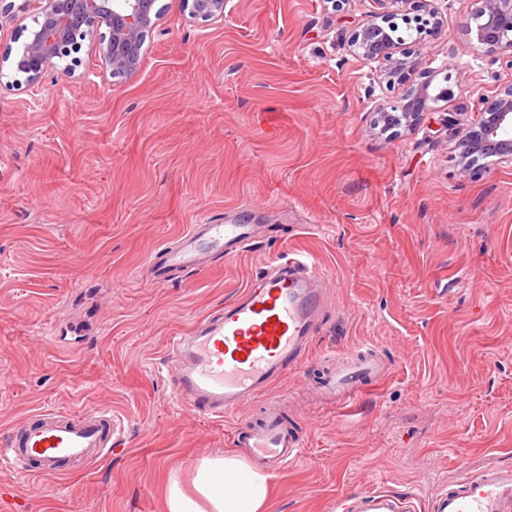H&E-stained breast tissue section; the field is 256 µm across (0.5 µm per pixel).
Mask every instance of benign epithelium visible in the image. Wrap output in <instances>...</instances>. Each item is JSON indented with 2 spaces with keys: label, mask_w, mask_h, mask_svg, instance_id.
Segmentation results:
<instances>
[{
  "label": "benign epithelium",
  "mask_w": 512,
  "mask_h": 512,
  "mask_svg": "<svg viewBox=\"0 0 512 512\" xmlns=\"http://www.w3.org/2000/svg\"><path fill=\"white\" fill-rule=\"evenodd\" d=\"M158 0H0V24L18 12H31V27L23 28L25 39L18 50L7 48L0 55V84L35 86L44 73L63 65L70 74L79 66L83 43L94 46L103 70L124 79L141 65L145 42L163 17ZM386 10L353 25L345 39L351 56L379 64L381 75L414 72L416 59L428 35L441 30L434 0H378ZM475 8L465 24V34L492 58H502L512 67V0H473ZM191 17L204 21L224 17V0H185ZM411 5L427 15L415 26L416 37L406 39L396 22L399 7ZM10 63V72L3 64ZM431 82L418 85L395 103L376 105L386 128H412L429 111V101L445 99L451 89L431 95ZM455 140L460 173L477 172L474 162L493 158L512 162V84L481 101L473 112H459L446 119Z\"/></svg>",
  "instance_id": "benign-epithelium-1"
}]
</instances>
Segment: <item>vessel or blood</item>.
I'll use <instances>...</instances> for the list:
<instances>
[{
    "label": "vessel or blood",
    "instance_id": "1",
    "mask_svg": "<svg viewBox=\"0 0 512 512\" xmlns=\"http://www.w3.org/2000/svg\"><path fill=\"white\" fill-rule=\"evenodd\" d=\"M256 225L241 219L191 225L175 244L150 261L154 280L202 269L208 255L247 248ZM326 289L315 262L303 253L267 266L222 310L175 337L167 353L172 391L191 412L220 418L267 393L302 361L325 317ZM386 367L376 355L356 352L324 373L319 406L332 409L355 398ZM235 447L253 462L281 471L300 452V440L283 417L280 401L268 403L260 425L237 428ZM121 444L114 418L102 410L43 411L0 438V461L19 464L27 477L61 479L86 473ZM336 512H416L412 500L357 489L339 499ZM432 512H512V466H495L462 478L434 499Z\"/></svg>",
    "mask_w": 512,
    "mask_h": 512
}]
</instances>
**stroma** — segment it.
Wrapping results in <instances>:
<instances>
[{"label":"stroma","instance_id":"35a3bbf8","mask_svg":"<svg viewBox=\"0 0 512 512\" xmlns=\"http://www.w3.org/2000/svg\"><path fill=\"white\" fill-rule=\"evenodd\" d=\"M159 3L126 79L86 45L77 76L0 85V431L47 408L108 410L124 429L86 476L0 465V512H165L170 471L247 457L233 432L271 398L301 451L273 475L267 512H333L357 488L431 512L465 473L512 465V164L462 176L442 126L512 83L464 33L472 0H434L441 32L391 86L340 38L376 0H224L206 22ZM426 79L453 96L377 134L373 100ZM242 206L252 248L152 280L160 245ZM297 250L330 305L306 362L224 418L190 412L171 394V339ZM368 347L388 374L314 408L324 356Z\"/></svg>","mask_w":512,"mask_h":512}]
</instances>
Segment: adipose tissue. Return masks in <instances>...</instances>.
I'll use <instances>...</instances> for the list:
<instances>
[{
	"label": "adipose tissue",
	"instance_id": "obj_1",
	"mask_svg": "<svg viewBox=\"0 0 512 512\" xmlns=\"http://www.w3.org/2000/svg\"><path fill=\"white\" fill-rule=\"evenodd\" d=\"M271 476L239 457L227 454L197 461L191 489L170 477L167 512H262L270 493Z\"/></svg>",
	"mask_w": 512,
	"mask_h": 512
}]
</instances>
